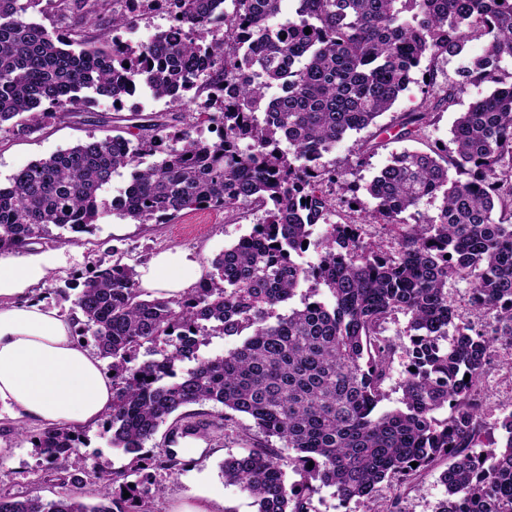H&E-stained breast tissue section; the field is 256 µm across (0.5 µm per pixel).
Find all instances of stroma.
Returning <instances> with one entry per match:
<instances>
[{
  "label": "stroma",
  "mask_w": 512,
  "mask_h": 512,
  "mask_svg": "<svg viewBox=\"0 0 512 512\" xmlns=\"http://www.w3.org/2000/svg\"><path fill=\"white\" fill-rule=\"evenodd\" d=\"M422 83L410 84L393 107L380 116L376 125L347 135L336 150L326 155V162L341 166L344 174L339 181L345 189V200L337 204L334 221L359 222L360 215L346 205L352 197H365V185L387 165L392 156L405 149V142L384 134V127L396 124L401 113L418 108L423 101ZM488 90L487 85H470L446 108L435 111L432 122L426 127L422 141L416 149L423 150L432 144L451 146L450 129L458 113ZM89 112L112 114V102L97 99L85 104L82 114L51 125L28 136L0 134V187L9 186L13 175L33 160L69 148L90 138L111 134L108 126L87 122ZM375 143L369 156L359 154L362 142ZM260 219L249 206H240L227 213L216 209H202L182 213L167 224H132L112 212H104L93 232L83 234L69 254L64 266L56 269L44 284L36 287L32 300L58 309L70 315L73 284L84 281L96 262L111 263L113 249H120L125 260L136 266L146 265L158 252L182 248L192 252L203 270H210L212 260L224 249L235 244L240 237L249 234ZM483 397L484 442L500 441L502 432L497 422L505 413L512 411V350H502L488 366L481 384ZM24 427L25 436H17V427ZM40 426L21 424L9 414L0 415V491L17 496L38 493L51 500L63 492L57 480L47 475V463L34 438ZM82 443L70 459V472L82 475L89 467H97L108 475L125 469L130 455L112 448L105 432L104 422L81 426ZM261 434L252 420L236 415L231 426L209 439H185L182 447L192 449V462L180 471L170 473L155 471L153 485L161 486L163 493L154 504L155 512H172L180 503L194 499L198 491H206L213 499L222 501L229 512H257L254 500L238 485L225 482L221 471L224 459L246 453L259 443ZM443 465H436L404 485L381 484L374 498L360 503L342 506L327 488L316 491L311 499L312 512H435L438 503L446 496V488L440 481Z\"/></svg>",
  "instance_id": "stroma-1"
}]
</instances>
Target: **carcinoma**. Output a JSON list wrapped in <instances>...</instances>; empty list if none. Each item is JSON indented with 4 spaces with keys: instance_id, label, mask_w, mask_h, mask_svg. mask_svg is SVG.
<instances>
[{
    "instance_id": "obj_1",
    "label": "carcinoma",
    "mask_w": 512,
    "mask_h": 512,
    "mask_svg": "<svg viewBox=\"0 0 512 512\" xmlns=\"http://www.w3.org/2000/svg\"><path fill=\"white\" fill-rule=\"evenodd\" d=\"M160 1L172 26L123 50L109 32L133 26L137 11L118 0H58L103 30L94 41L30 20L40 0H0V130L26 136L69 118L83 91L112 100V122L123 123L118 135L30 162L0 188V251L48 238L54 227L91 232L104 213L101 193L128 167L116 214L135 224L245 203L264 218L177 300L145 298L135 266L119 257L94 265L72 313H80L77 333L92 332L113 372L107 431L112 447L133 455L129 470L89 472L102 486L99 503H85L86 483L68 475L81 433L47 427L36 447L72 489L52 500L0 494V512H151L162 490L128 477L187 465L171 448L145 449L169 419L171 443L226 429L227 413L214 422L182 412L206 403L248 416L283 445L222 465L224 480L252 496L257 512H310L320 486L344 505L370 499L379 484L403 485L440 461L448 497L436 512H512L511 411L500 422L504 441L476 451L483 374L497 348L512 350V71L501 67L512 63V0H136L143 9ZM473 37L485 39L483 53L443 96L396 124V138L418 142L432 111L487 83L489 93L454 121L455 151L393 155L365 186L374 207L351 200L361 222L332 221L329 188L339 172L324 155L376 123L423 62L457 56ZM228 77L237 78L230 95ZM141 84L172 103L192 90L206 98L194 112L118 114ZM204 124L217 139L189 135ZM426 197L441 198L438 211L403 222ZM374 223L394 227L398 249L363 241L361 225ZM317 225L323 233L313 241ZM304 242L318 252L307 266L298 261ZM453 279L472 284L470 305L492 314L491 330L458 320L448 298ZM305 281L325 286L329 301L272 317ZM397 313L408 317L402 407L380 413L397 353L384 324ZM210 331L248 335L225 356L200 358L199 337ZM186 359L195 365L177 373ZM284 448L299 476L291 483Z\"/></svg>"
}]
</instances>
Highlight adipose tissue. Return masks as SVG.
<instances>
[{"mask_svg":"<svg viewBox=\"0 0 512 512\" xmlns=\"http://www.w3.org/2000/svg\"><path fill=\"white\" fill-rule=\"evenodd\" d=\"M65 262L59 250L0 253V406L45 426L92 424L112 409V377L100 359L74 339L67 319L28 299ZM139 273L141 288L164 299L201 279L182 249L160 252Z\"/></svg>","mask_w":512,"mask_h":512,"instance_id":"adipose-tissue-1","label":"adipose tissue"}]
</instances>
